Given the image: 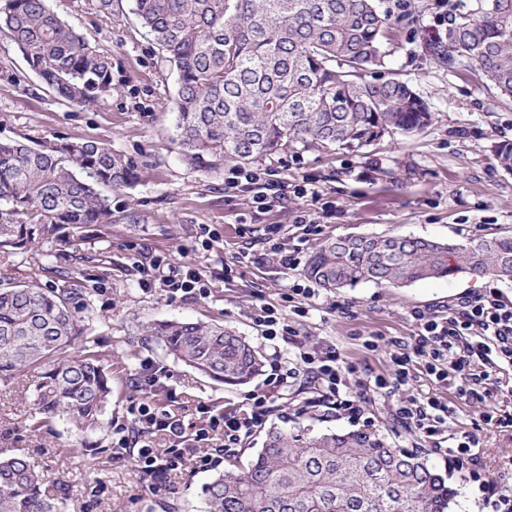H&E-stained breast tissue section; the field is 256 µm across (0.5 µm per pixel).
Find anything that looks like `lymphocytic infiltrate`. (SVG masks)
Wrapping results in <instances>:
<instances>
[{
	"label": "lymphocytic infiltrate",
	"mask_w": 512,
	"mask_h": 512,
	"mask_svg": "<svg viewBox=\"0 0 512 512\" xmlns=\"http://www.w3.org/2000/svg\"><path fill=\"white\" fill-rule=\"evenodd\" d=\"M224 188L250 191L260 210L290 194L310 196L316 208L305 211L299 221L312 235L319 232V213L332 209L330 202L322 201L319 194H308L305 186L291 184L268 169L232 168ZM413 318L418 324L413 341L404 349L389 352L396 368L393 380L369 375L355 385H348L333 349L311 353L299 347L293 353V361L304 369L320 401L350 419L363 416L371 394L391 393L405 385L413 360H421L434 382L451 386L459 396L468 399L479 397L484 386L497 383L499 367L512 365V301L496 292L461 297L444 316L417 310ZM166 377L164 368L146 365L137 379L142 400L131 408L130 425L142 438L136 462L139 488L144 492L154 491L158 482L181 470L189 452L194 455L197 470L217 468L223 463L225 452L264 427L273 408L269 394L255 392L229 411L207 415L206 426L191 435L181 414L171 411L159 416L150 405L156 392L164 388ZM396 414L401 422L432 436L442 432L454 409L436 398L421 402L410 397L401 400ZM156 429L169 434L173 447L152 446L149 436Z\"/></svg>",
	"instance_id": "lymphocytic-infiltrate-1"
}]
</instances>
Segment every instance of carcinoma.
I'll use <instances>...</instances> for the list:
<instances>
[{
  "label": "carcinoma",
  "mask_w": 512,
  "mask_h": 512,
  "mask_svg": "<svg viewBox=\"0 0 512 512\" xmlns=\"http://www.w3.org/2000/svg\"><path fill=\"white\" fill-rule=\"evenodd\" d=\"M133 14L175 71L176 144L194 166H242L301 147L359 151L431 121L427 104L387 68L395 22L377 0H133ZM59 98L90 106L112 92V62L49 8L0 0V32ZM431 55L512 98V0H472L428 43ZM138 179L106 144L0 142V252L112 223L101 187ZM39 269L61 284L0 280V374L48 366L35 410L81 433L100 426L112 372L99 356L67 359L92 312L79 269ZM512 281V234L439 242L346 236L320 243L304 274L327 290L403 288L453 272ZM175 358L227 385L259 374V350L222 324L161 321L151 330ZM70 482L43 486L27 457L0 458V512H61ZM456 489L417 452L374 431L270 427L246 464L202 488L201 512H453Z\"/></svg>",
  "instance_id": "1"
}]
</instances>
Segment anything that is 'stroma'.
Returning <instances> with one entry per match:
<instances>
[{"label":"stroma","instance_id":"obj_1","mask_svg":"<svg viewBox=\"0 0 512 512\" xmlns=\"http://www.w3.org/2000/svg\"><path fill=\"white\" fill-rule=\"evenodd\" d=\"M402 24L395 33L389 66L427 103L432 114L422 132L395 134L358 152L295 149L272 162L289 179H308L311 188L335 205L321 221L319 236L304 237L296 216L306 199L256 210L248 192H228V167L193 168L175 144L174 76L161 51L129 14L121 0L112 15L96 12L91 0H48L60 19L72 25L91 46L112 59V94L99 105L78 106L54 95L29 68L18 47L0 35V141L29 138L50 143L61 138L109 144L140 169L131 186L109 189L112 223L77 230L75 237L33 243L26 252L0 255V278L31 280L43 255L54 265L79 267L91 292L93 314L88 342L80 352L99 354L112 371V396L104 427L76 436L70 423L31 419L36 386L44 370L0 374V456L23 454L45 478L68 473L70 498L62 512H198L203 485L212 472L173 479L154 492L138 489L129 453L115 448L113 426L129 422L139 395L131 383L143 365L167 368L182 413L195 426L205 403L220 413L238 405L249 392L273 394L270 423H309L336 432L354 422L319 405L306 375L278 384L269 372L250 383L227 386L167 355L148 328L162 320L218 322L245 336L265 363L287 361L289 344L262 337L255 316L263 305L281 308L306 347L330 346L358 372L388 375L387 351L412 342L418 332L415 310L444 311L458 297L497 290L512 301V282L458 273L403 288L362 284L335 292L316 289L303 299L302 314L285 300L301 270L284 268L272 252L300 248L308 262L319 240L346 235H408L461 243L512 233V173L499 164L496 148L512 143V100L474 77L448 69L427 51L436 29L435 0H409L406 10L395 0H381ZM198 270L204 296L170 293L148 273L150 265ZM376 341V350L366 347ZM436 396L456 414L445 433L421 439L395 418L399 399ZM502 401L489 390L484 400L459 397L454 390L418 374L396 393L371 398L365 415L370 429L400 448L422 452L428 462L448 471L458 491L455 512H486L482 494L464 468H452L443 451L463 435H474L482 474L495 492L512 491V428L486 423L484 416ZM83 453H73L74 445Z\"/></svg>","mask_w":512,"mask_h":512}]
</instances>
